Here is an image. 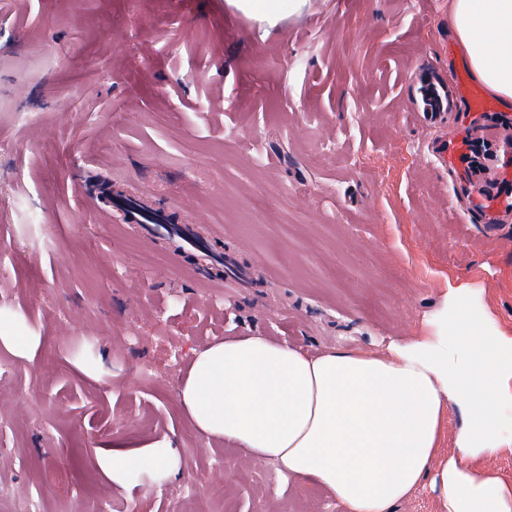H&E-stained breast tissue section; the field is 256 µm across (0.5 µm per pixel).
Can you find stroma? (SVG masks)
<instances>
[{
  "instance_id": "stroma-1",
  "label": "stroma",
  "mask_w": 512,
  "mask_h": 512,
  "mask_svg": "<svg viewBox=\"0 0 512 512\" xmlns=\"http://www.w3.org/2000/svg\"><path fill=\"white\" fill-rule=\"evenodd\" d=\"M449 0H306L275 26L230 0H0V512H346L275 463L211 442L179 391L196 351L263 335L317 355L382 352L446 294L512 337V222L473 207L468 135L502 144L512 106L406 109L409 71L463 63ZM112 143L100 152L101 141ZM152 189L222 233L254 281L211 287L134 224H99L82 175ZM505 444L476 461L512 483ZM172 445L179 472L108 482L96 454ZM0 340L4 343L10 344L16 350L21 351L24 348L31 346L37 340V336H26L25 332L13 316L1 313Z\"/></svg>"
}]
</instances>
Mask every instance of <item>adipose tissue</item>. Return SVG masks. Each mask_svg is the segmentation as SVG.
Masks as SVG:
<instances>
[{
  "instance_id": "1",
  "label": "adipose tissue",
  "mask_w": 512,
  "mask_h": 512,
  "mask_svg": "<svg viewBox=\"0 0 512 512\" xmlns=\"http://www.w3.org/2000/svg\"><path fill=\"white\" fill-rule=\"evenodd\" d=\"M449 21L474 78L512 104V0H451ZM512 339L457 293L419 335L379 355L338 347L318 357L265 336L195 352L180 391L194 429L313 483L347 512H390L421 483L441 512H512V486L475 469L502 448L512 404ZM466 428L456 456L439 458L447 404ZM104 475L127 486L143 472H177L174 449L100 448Z\"/></svg>"
}]
</instances>
